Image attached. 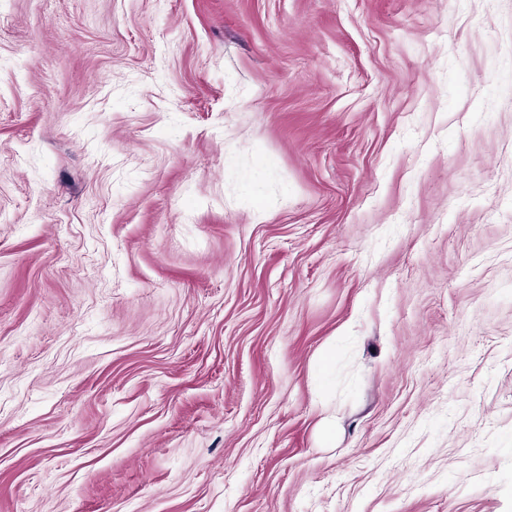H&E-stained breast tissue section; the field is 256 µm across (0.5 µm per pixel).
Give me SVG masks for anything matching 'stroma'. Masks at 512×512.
Instances as JSON below:
<instances>
[{
	"instance_id": "1",
	"label": "stroma",
	"mask_w": 512,
	"mask_h": 512,
	"mask_svg": "<svg viewBox=\"0 0 512 512\" xmlns=\"http://www.w3.org/2000/svg\"><path fill=\"white\" fill-rule=\"evenodd\" d=\"M0 512H512V0H0Z\"/></svg>"
}]
</instances>
